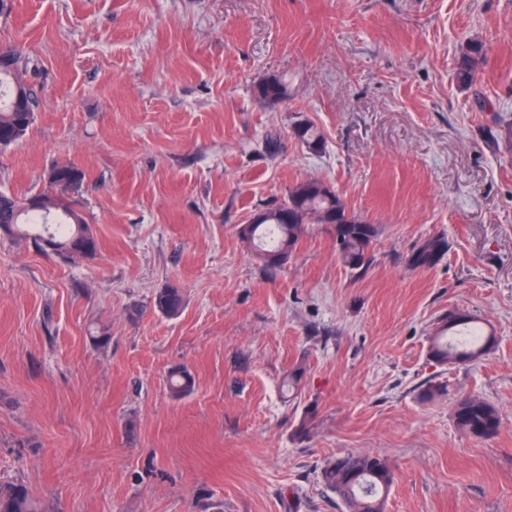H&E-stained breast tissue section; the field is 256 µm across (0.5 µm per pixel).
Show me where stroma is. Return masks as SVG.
Instances as JSON below:
<instances>
[{
	"label": "stroma",
	"instance_id": "35a3bbf8",
	"mask_svg": "<svg viewBox=\"0 0 512 512\" xmlns=\"http://www.w3.org/2000/svg\"><path fill=\"white\" fill-rule=\"evenodd\" d=\"M1 44L40 108L0 147V191L82 169L98 249L0 233V478L53 512H340L325 462L371 454L394 466L386 512H512V0H13ZM274 76L273 103L256 88ZM310 178L378 226L367 269L324 224L273 271L241 238ZM436 235L442 259L412 267ZM171 283L173 317L153 305ZM451 313L493 333L487 355L430 358ZM176 365L196 380L181 399ZM468 394L497 408L494 437L456 426ZM487 60L485 45L478 39L469 40L461 48L456 60V78L463 86L470 87L473 83L474 73L479 65ZM183 288L178 284H168L154 298L155 308L167 316H176L184 308ZM166 382L169 393L175 398L187 396L195 388L193 375L187 368L182 366H176L170 369L166 377Z\"/></svg>",
	"mask_w": 512,
	"mask_h": 512
}]
</instances>
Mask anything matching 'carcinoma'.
I'll use <instances>...</instances> for the list:
<instances>
[{
  "instance_id": "carcinoma-1",
  "label": "carcinoma",
  "mask_w": 512,
  "mask_h": 512,
  "mask_svg": "<svg viewBox=\"0 0 512 512\" xmlns=\"http://www.w3.org/2000/svg\"><path fill=\"white\" fill-rule=\"evenodd\" d=\"M12 57L0 66V146L21 140L34 121L39 106L38 95L25 84L26 67L15 48L8 49ZM485 45L478 39L469 40L456 60L457 81L469 87L477 67L486 63ZM259 96L271 102L286 97V84L279 78H269L257 87ZM294 135L312 152L323 148V136L309 122L294 127ZM84 180V172L72 165L53 167L47 174L51 191L30 198L0 191V232L30 236L41 249L53 246L56 254L79 253L92 255L97 240L76 208L70 196ZM334 224L336 250L340 261L355 270L371 263L368 247L378 234V228L349 213L336 191L324 189V182L309 179L294 184L288 198L280 204L261 210L260 221L244 224L239 233L261 252L265 265L275 270L288 261L308 224ZM441 237L423 240L411 254L412 266L432 267L447 250ZM183 288L169 284L154 298V306L167 316H176L184 308ZM463 326L453 338L440 334L432 339L431 354L440 364L466 362L486 355L493 346V337L479 334L467 319L450 315L448 328ZM169 393L180 398L195 388L191 372L182 366L168 371ZM453 418L459 429L477 438H490L500 426L498 410L478 395L456 400ZM325 487L341 502L342 512H384L386 495L393 482V466L384 458L371 455L347 454L325 465L322 471ZM0 512H48L21 482L0 481Z\"/></svg>"
}]
</instances>
